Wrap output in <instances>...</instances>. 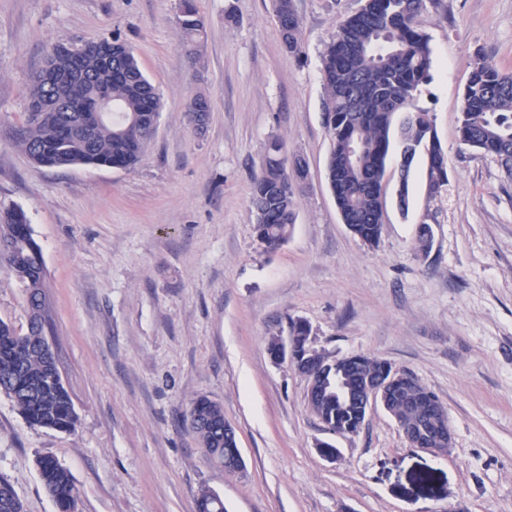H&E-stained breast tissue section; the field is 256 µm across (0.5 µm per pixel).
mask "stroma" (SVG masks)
Wrapping results in <instances>:
<instances>
[{"label":"stroma","instance_id":"stroma-1","mask_svg":"<svg viewBox=\"0 0 512 512\" xmlns=\"http://www.w3.org/2000/svg\"><path fill=\"white\" fill-rule=\"evenodd\" d=\"M302 57L285 52L271 0H199L203 61L180 50L178 0H0V207L22 208L47 273L58 367L78 424L30 425L0 395V477L25 512H57L36 459L66 466L77 512H197L201 488L226 512H512V179L463 145L461 97L478 58L512 72V0H441L422 17L432 115L448 183L429 196L417 158L400 212L397 162L384 181L377 245L343 223L327 179L321 54L363 0H294ZM116 36L163 102L134 170L34 165L13 144L29 80L58 42ZM210 101L196 130L187 104ZM305 160L287 241L266 251L251 187L269 140ZM430 225L428 253L413 247ZM0 319L26 330L24 289L0 273ZM310 323L332 357L368 355L409 372L448 411L453 446L409 447L373 407L353 434L326 431L306 381L275 364L269 336ZM224 407L245 470L206 458L188 412ZM338 449L324 459L317 442Z\"/></svg>","mask_w":512,"mask_h":512}]
</instances>
